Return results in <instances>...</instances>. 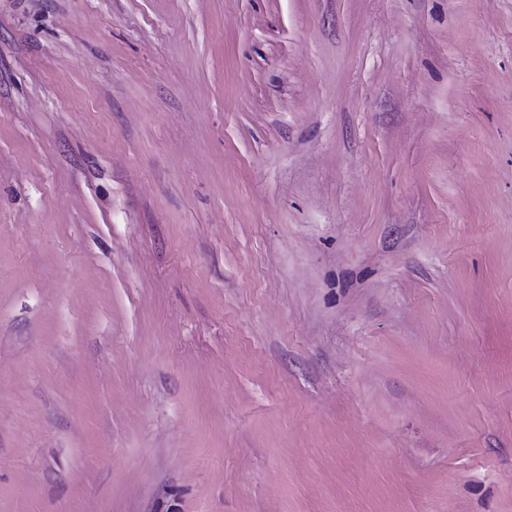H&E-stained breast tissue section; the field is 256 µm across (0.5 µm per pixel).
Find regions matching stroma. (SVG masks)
Returning <instances> with one entry per match:
<instances>
[{"label":"stroma","instance_id":"1","mask_svg":"<svg viewBox=\"0 0 512 512\" xmlns=\"http://www.w3.org/2000/svg\"><path fill=\"white\" fill-rule=\"evenodd\" d=\"M0 512H512V0H0Z\"/></svg>","mask_w":512,"mask_h":512}]
</instances>
